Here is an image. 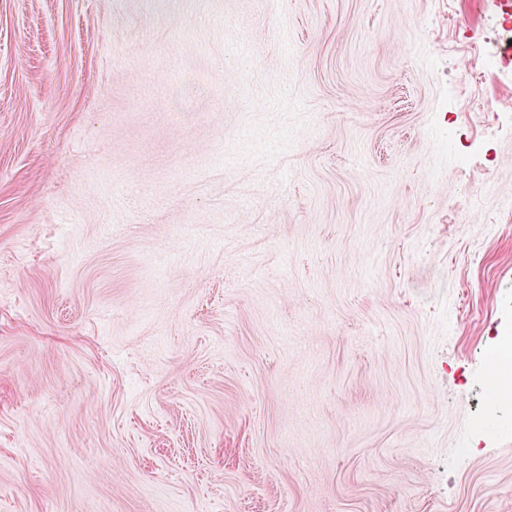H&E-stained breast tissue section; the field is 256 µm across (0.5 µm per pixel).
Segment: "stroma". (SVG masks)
<instances>
[{
  "instance_id": "obj_1",
  "label": "stroma",
  "mask_w": 512,
  "mask_h": 512,
  "mask_svg": "<svg viewBox=\"0 0 512 512\" xmlns=\"http://www.w3.org/2000/svg\"><path fill=\"white\" fill-rule=\"evenodd\" d=\"M511 336L494 0H0V512H512Z\"/></svg>"
}]
</instances>
